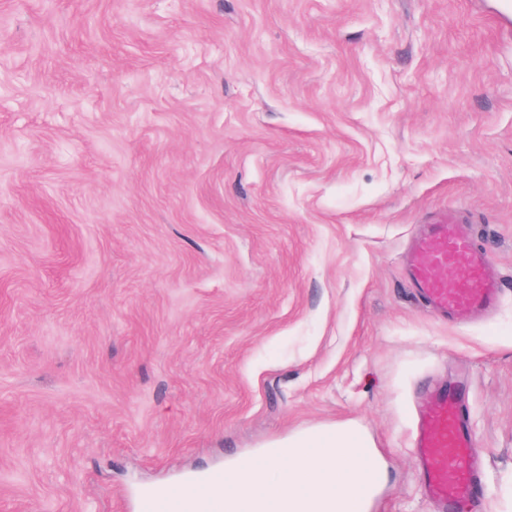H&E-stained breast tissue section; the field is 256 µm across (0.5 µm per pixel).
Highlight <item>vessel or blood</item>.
<instances>
[{
    "mask_svg": "<svg viewBox=\"0 0 512 512\" xmlns=\"http://www.w3.org/2000/svg\"><path fill=\"white\" fill-rule=\"evenodd\" d=\"M487 259L474 246L471 233L460 218L432 224L413 248L410 264L412 284L426 307L440 317L467 310L480 314L500 300L497 279L487 275ZM431 406L422 418L415 446L424 462V477L430 496L440 512H466L478 495L482 464L470 427L457 398L448 385L430 394ZM200 484L213 486L214 494H174L147 490L137 501L138 512H223L220 493L224 473L217 470L200 477Z\"/></svg>",
    "mask_w": 512,
    "mask_h": 512,
    "instance_id": "obj_1",
    "label": "vessel or blood"
}]
</instances>
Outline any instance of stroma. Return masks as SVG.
Listing matches in <instances>:
<instances>
[{
    "instance_id": "35a3bbf8",
    "label": "stroma",
    "mask_w": 512,
    "mask_h": 512,
    "mask_svg": "<svg viewBox=\"0 0 512 512\" xmlns=\"http://www.w3.org/2000/svg\"><path fill=\"white\" fill-rule=\"evenodd\" d=\"M503 296L426 312L424 224ZM454 382L512 512V13L499 0H0V512H137L362 425L369 512H437L416 407Z\"/></svg>"
}]
</instances>
